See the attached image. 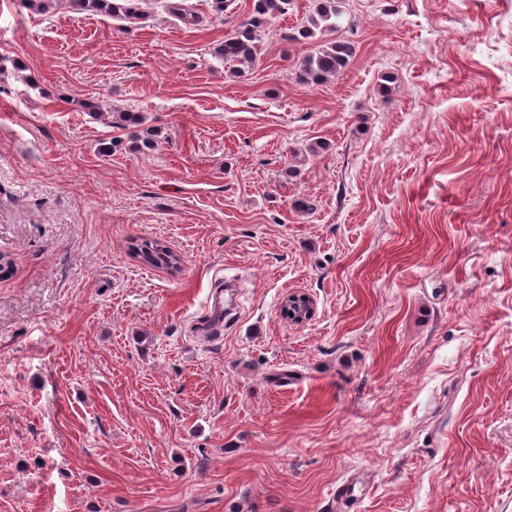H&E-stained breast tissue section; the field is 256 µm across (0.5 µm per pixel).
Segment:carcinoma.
<instances>
[{
  "instance_id": "carcinoma-1",
  "label": "carcinoma",
  "mask_w": 512,
  "mask_h": 512,
  "mask_svg": "<svg viewBox=\"0 0 512 512\" xmlns=\"http://www.w3.org/2000/svg\"><path fill=\"white\" fill-rule=\"evenodd\" d=\"M339 0H313V9L290 35L292 40H316L315 51L302 58L296 69V79L301 83L322 82L341 73L355 53L354 45L338 37L341 31L339 19L342 10ZM73 10L79 13H93L113 18H132L138 14L135 0H70ZM294 0H254L253 12L241 22L234 32L224 38L219 54L224 65L234 67L253 63L259 51L265 28L276 18L288 13ZM330 33L333 40L321 36ZM115 123L123 128H140L142 133L133 134L134 142L151 146L155 131L144 127V117L139 112L123 110L113 114ZM141 259L150 264H173L174 255L158 241H144L139 247Z\"/></svg>"
}]
</instances>
